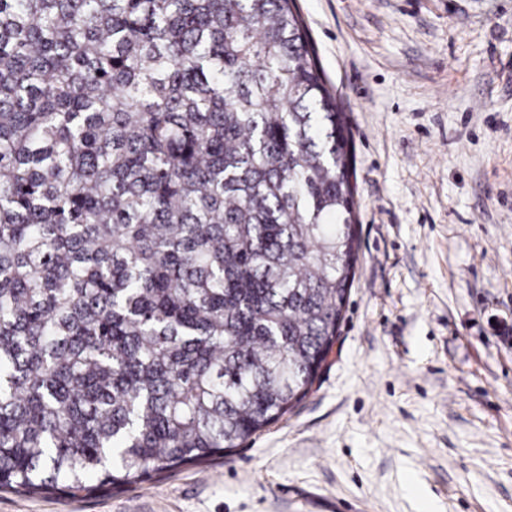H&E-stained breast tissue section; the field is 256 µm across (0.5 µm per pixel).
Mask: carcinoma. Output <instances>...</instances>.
Here are the masks:
<instances>
[{"label":"carcinoma","instance_id":"1","mask_svg":"<svg viewBox=\"0 0 512 512\" xmlns=\"http://www.w3.org/2000/svg\"><path fill=\"white\" fill-rule=\"evenodd\" d=\"M296 0H0V491L202 464L313 386L355 276Z\"/></svg>","mask_w":512,"mask_h":512}]
</instances>
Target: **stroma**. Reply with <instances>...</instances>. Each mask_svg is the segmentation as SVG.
Instances as JSON below:
<instances>
[{
	"label": "stroma",
	"mask_w": 512,
	"mask_h": 512,
	"mask_svg": "<svg viewBox=\"0 0 512 512\" xmlns=\"http://www.w3.org/2000/svg\"><path fill=\"white\" fill-rule=\"evenodd\" d=\"M360 248L310 393L202 467L0 512H512V0H298Z\"/></svg>",
	"instance_id": "35a3bbf8"
}]
</instances>
